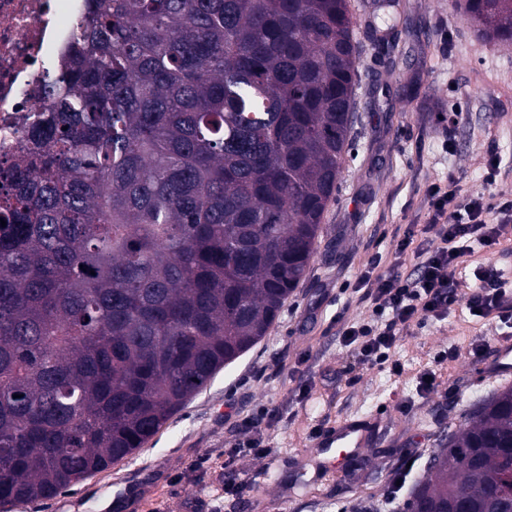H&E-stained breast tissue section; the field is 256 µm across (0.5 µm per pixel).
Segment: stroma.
Wrapping results in <instances>:
<instances>
[{"mask_svg": "<svg viewBox=\"0 0 512 512\" xmlns=\"http://www.w3.org/2000/svg\"><path fill=\"white\" fill-rule=\"evenodd\" d=\"M403 2L405 21L383 45L367 30L363 0H351L362 44L352 148L307 277L266 338L134 455L14 512H352L358 500H385L411 453L417 461L388 507L404 512L432 451L497 386L476 377L468 350L512 337V327L477 320L458 303L447 318L404 333L394 354L400 377L355 366L341 332L370 315L357 293L369 260L380 257L388 269L408 225L428 222L432 184L477 195L491 174L512 189V49L485 45L448 0ZM448 112L460 115L450 133L440 120ZM451 349L460 358L442 363ZM426 369L439 392L418 391L416 376ZM446 389L454 392L447 400ZM261 408L272 411L259 425L268 456L225 455L244 437L241 418ZM346 417L370 421L369 445L346 458L341 480L318 485L312 430ZM228 480L242 491L225 495Z\"/></svg>", "mask_w": 512, "mask_h": 512, "instance_id": "obj_1", "label": "stroma"}]
</instances>
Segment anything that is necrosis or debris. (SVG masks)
<instances>
[{"instance_id":"necrosis-or-debris-1","label":"necrosis or debris","mask_w":512,"mask_h":512,"mask_svg":"<svg viewBox=\"0 0 512 512\" xmlns=\"http://www.w3.org/2000/svg\"><path fill=\"white\" fill-rule=\"evenodd\" d=\"M86 0H0V158L28 145L49 104L39 82L60 61Z\"/></svg>"}]
</instances>
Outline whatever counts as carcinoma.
I'll return each instance as SVG.
<instances>
[{"mask_svg": "<svg viewBox=\"0 0 512 512\" xmlns=\"http://www.w3.org/2000/svg\"><path fill=\"white\" fill-rule=\"evenodd\" d=\"M492 45L512 0H448ZM373 31L401 0H373ZM349 0H88L0 161V508L143 447L306 278L360 77ZM512 509V385L406 512Z\"/></svg>", "mask_w": 512, "mask_h": 512, "instance_id": "obj_1", "label": "carcinoma"}]
</instances>
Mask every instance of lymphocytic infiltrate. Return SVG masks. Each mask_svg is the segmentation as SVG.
Wrapping results in <instances>:
<instances>
[{
  "label": "lymphocytic infiltrate",
  "mask_w": 512,
  "mask_h": 512,
  "mask_svg": "<svg viewBox=\"0 0 512 512\" xmlns=\"http://www.w3.org/2000/svg\"><path fill=\"white\" fill-rule=\"evenodd\" d=\"M429 207L428 224L419 231L407 229L395 244V259L415 258L412 272L381 273L373 260L360 279V299L372 307L373 318L342 333L359 365L386 363L394 375H402L401 363L392 358L402 333L411 324L447 315L460 302L484 319H512V271L483 263L473 271L474 289L464 290L461 281L466 258L496 251L505 222L512 220V193L473 196L436 186ZM421 232L427 235L422 242L416 239Z\"/></svg>",
  "instance_id": "f902f5d3"
}]
</instances>
